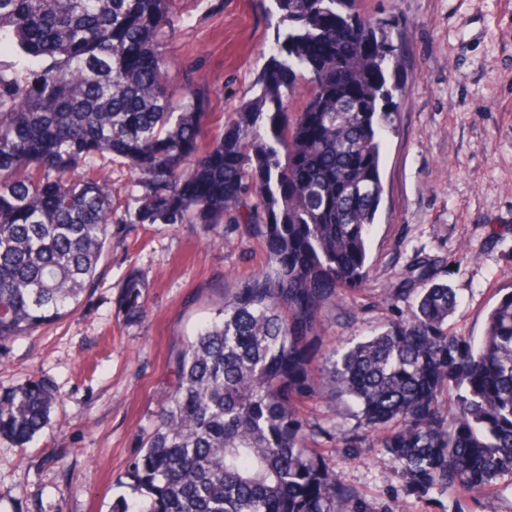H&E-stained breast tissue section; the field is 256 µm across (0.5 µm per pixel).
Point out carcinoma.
Returning a JSON list of instances; mask_svg holds the SVG:
<instances>
[{
	"label": "carcinoma",
	"instance_id": "1",
	"mask_svg": "<svg viewBox=\"0 0 512 512\" xmlns=\"http://www.w3.org/2000/svg\"><path fill=\"white\" fill-rule=\"evenodd\" d=\"M170 2L0 0V345L79 305L114 224H243L264 262L171 356L175 384L126 470L137 512H371L302 413L317 386L353 398L363 431L325 435L389 455L410 495L512 476V291L477 347L448 331L456 298L434 284L410 318L322 350V311L369 272L399 91L388 76L404 65L395 18L357 0H274L254 96L204 146L205 95L170 93ZM346 29L356 45L336 39ZM300 80L311 92L293 112ZM99 158L129 169L125 203ZM124 288L141 312V280ZM54 400L39 380L1 393L0 437L29 442Z\"/></svg>",
	"mask_w": 512,
	"mask_h": 512
}]
</instances>
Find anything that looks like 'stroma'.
Instances as JSON below:
<instances>
[{"label": "stroma", "mask_w": 512, "mask_h": 512, "mask_svg": "<svg viewBox=\"0 0 512 512\" xmlns=\"http://www.w3.org/2000/svg\"><path fill=\"white\" fill-rule=\"evenodd\" d=\"M396 15L408 61L395 97L396 129L382 142L385 192L368 241L370 272L353 302L327 312L326 348L409 317L414 298L390 290L448 284L449 330L481 341L487 313L512 290V0H360ZM278 13L273 0H174L170 90L207 94L206 136L251 98ZM262 249L239 224H116L97 278L64 319L0 345V392L32 380L57 395L25 445L0 438V512H112L133 504L129 462L156 426L174 384L170 362L225 297L258 270ZM144 283V311L128 315L123 285ZM348 400L319 391L309 422L337 480L373 512H512L505 479L480 494H406L379 449L338 448L356 428Z\"/></svg>", "instance_id": "35a3bbf8"}]
</instances>
